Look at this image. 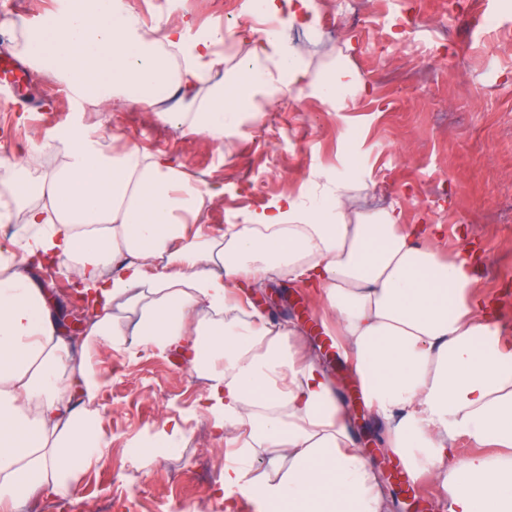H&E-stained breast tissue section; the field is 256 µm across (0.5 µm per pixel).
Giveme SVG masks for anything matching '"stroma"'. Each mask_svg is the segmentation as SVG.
Listing matches in <instances>:
<instances>
[{"mask_svg": "<svg viewBox=\"0 0 512 512\" xmlns=\"http://www.w3.org/2000/svg\"><path fill=\"white\" fill-rule=\"evenodd\" d=\"M361 0L354 18L328 40L311 41L306 28L289 26L283 39L304 57L313 75L348 67L367 92L353 112H338L310 92L283 96L248 127L216 143L163 122L155 112L113 99L97 104L74 97L61 78L28 69L16 93L0 89V152L16 162L0 176V246L21 211L4 190L32 154L48 155L50 134L83 122L102 139L123 135L146 154L163 153L195 179L222 187L204 230L223 239L250 216L290 194L308 202L323 189L324 174L353 186L354 209L371 211L400 204L405 221L423 226V239L444 252L460 241L476 246L472 274L480 290L497 297L512 284V0ZM21 23L0 19V45L22 56L34 16L52 0H14ZM146 27L190 22L216 27L221 15H242V0H135ZM430 23L411 24L416 15ZM54 112L52 122L29 120L14 100ZM287 135L286 148L276 138ZM30 274L53 301L63 336L83 306L72 272L58 264L33 266ZM252 298L267 316L292 321L303 342L328 369L356 438L372 464L387 455L386 430L353 390L352 367L337 349L315 337L322 304L284 275L268 278ZM106 429L112 450L73 482L80 512H264L248 489L224 485L234 443L216 435L204 410L207 390L182 350L137 355L102 353ZM180 421L186 440L178 454L132 457L131 441ZM381 481L391 512H442L447 493L432 480Z\"/></svg>", "mask_w": 512, "mask_h": 512, "instance_id": "35a3bbf8", "label": "stroma"}]
</instances>
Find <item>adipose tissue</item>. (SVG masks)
Returning <instances> with one entry per match:
<instances>
[{
	"label": "adipose tissue",
	"mask_w": 512,
	"mask_h": 512,
	"mask_svg": "<svg viewBox=\"0 0 512 512\" xmlns=\"http://www.w3.org/2000/svg\"><path fill=\"white\" fill-rule=\"evenodd\" d=\"M220 40L215 28L145 29L127 0H83L30 29L24 52L83 99L121 96L153 109L176 86L185 109H160L161 119L216 141L282 89L310 86L339 112L366 90L347 70L312 78L275 29L235 75L212 83ZM206 82L211 92L197 100ZM52 139L63 164L10 188L29 239L0 268V512L39 491L66 493L111 449L89 407L107 386L102 351L174 346L190 348L212 427L237 445L225 486L248 487L267 512H390L301 329L230 292L231 282L256 288L274 273L318 291L367 405L390 428V448L441 483L448 512H512V342L465 259L415 241L399 205L350 209L351 188L337 180L307 208L280 197L221 243L203 231L213 189L163 156L115 148L81 125ZM42 256L93 296L79 346L61 336L26 273ZM461 437L481 454L458 460ZM258 461L267 478L254 477Z\"/></svg>",
	"instance_id": "obj_1"
}]
</instances>
